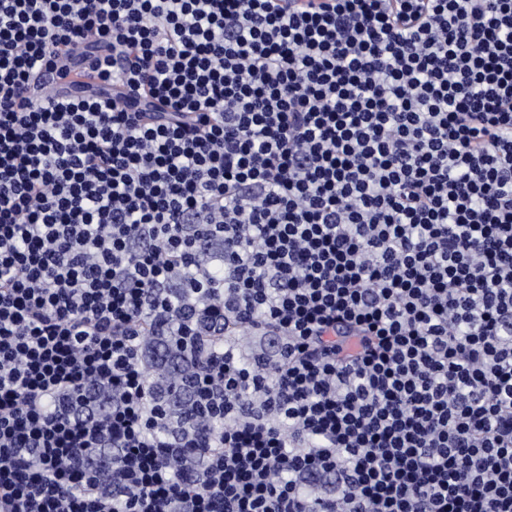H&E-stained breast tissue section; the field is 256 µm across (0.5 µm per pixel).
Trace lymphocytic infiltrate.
Masks as SVG:
<instances>
[{
	"mask_svg": "<svg viewBox=\"0 0 512 512\" xmlns=\"http://www.w3.org/2000/svg\"><path fill=\"white\" fill-rule=\"evenodd\" d=\"M0 512H512V0H0Z\"/></svg>",
	"mask_w": 512,
	"mask_h": 512,
	"instance_id": "obj_1",
	"label": "lymphocytic infiltrate"
}]
</instances>
